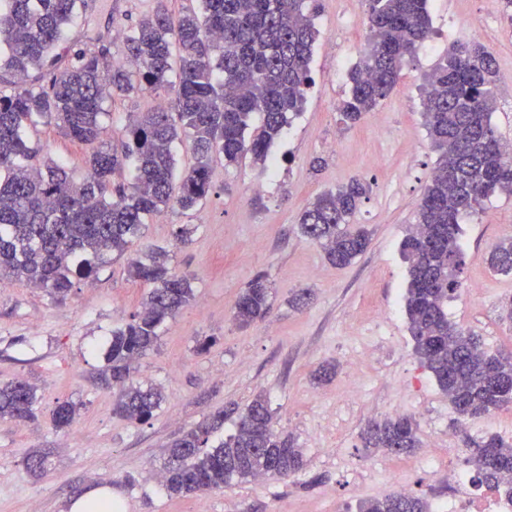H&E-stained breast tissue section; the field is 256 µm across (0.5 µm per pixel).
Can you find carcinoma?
<instances>
[{
	"label": "carcinoma",
	"instance_id": "carcinoma-1",
	"mask_svg": "<svg viewBox=\"0 0 512 512\" xmlns=\"http://www.w3.org/2000/svg\"><path fill=\"white\" fill-rule=\"evenodd\" d=\"M200 11L173 16L164 0L126 31L121 47L129 64H110V46L72 50L71 25L87 0H0V280L25 282L56 299L75 280L99 270L104 256H127V273L153 285L141 310L112 330L105 372L118 387L116 411L146 421L160 407V388L133 382L134 363L159 338L162 324L194 299L188 276L168 267L161 247L138 245L141 226L178 208L190 210L211 190V166L249 156L265 171L268 150L305 101L313 79L309 63L319 35L306 0H199ZM368 47L348 73L350 95L338 105L343 120L374 111L399 81L402 69L431 34L428 0H366ZM180 66L170 62L172 44ZM497 69L478 43L448 45L432 71L422 117L436 165L417 207L412 231L401 243L407 263L405 313L414 355L432 373L457 414L474 417L512 405V352L486 355L478 338L448 319V301L461 288L465 265L460 220L482 210L499 193L512 196V147L492 124ZM172 92L174 105L135 112L120 147L104 141L105 102L115 92ZM262 117L252 130L253 114ZM55 124L90 147L77 179L64 163L29 146L25 129L37 120ZM191 142L195 165L175 182L173 143ZM134 181L112 184L124 161ZM370 184L353 178L318 195L303 211V236L320 245L328 261L350 265L367 249L365 229H348ZM489 266L512 275V239L497 243ZM270 284L256 277L239 295L233 320L246 328L270 309ZM36 389L16 380L0 383V418L25 423L35 417ZM235 409L220 410L182 432L168 449L162 476L167 494L187 496L237 480L289 478L304 467L303 449L274 429L266 397L256 395L238 413L236 430L210 449L212 434ZM76 406L54 411L68 426ZM367 448L407 455L418 448L415 424L405 416L368 423ZM475 481L512 494V443L489 435L470 449ZM358 512H431L422 496L395 493L364 500Z\"/></svg>",
	"mask_w": 512,
	"mask_h": 512
}]
</instances>
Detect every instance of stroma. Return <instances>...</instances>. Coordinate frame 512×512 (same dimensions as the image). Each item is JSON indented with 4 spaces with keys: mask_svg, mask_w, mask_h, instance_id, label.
Masks as SVG:
<instances>
[{
    "mask_svg": "<svg viewBox=\"0 0 512 512\" xmlns=\"http://www.w3.org/2000/svg\"><path fill=\"white\" fill-rule=\"evenodd\" d=\"M155 0H92L77 18L78 33L128 28ZM484 0H428L432 33L410 58L399 82L359 123L338 111L349 91L348 71L370 36L364 0H307L320 35L311 59L313 83L301 112L269 149L271 169L251 158L212 165V189L192 211L171 210L143 228L142 244L169 253L172 271L192 275L195 299L163 325L155 346L136 364L134 382L162 389L153 417L133 421L114 413L116 389L103 372L113 328L140 310L148 291L132 280L126 257L108 255L91 281H78L65 300L12 281L0 288V383L26 380L36 388L35 421L0 419V512H70L76 497L108 486L120 512H357L361 500L394 493L390 472H406L412 494L443 512L453 493L447 449L469 448L495 433L512 442V405L459 417L414 354L404 307L407 265L400 244L437 154L421 111L427 77L449 43L469 41L470 22ZM481 39L498 67L492 123L512 142V23L485 18ZM151 92L113 95L106 108L108 137L117 140L130 113L155 105ZM42 155L84 174L88 147L42 122L30 131ZM360 177L370 192L351 220L370 232L367 251L344 268L302 235L298 220L320 193ZM191 230L178 244L179 227ZM466 256L462 286L448 316L475 332L491 355L512 351V276L485 262L492 247L512 237V197L492 196L482 212L463 217ZM271 286L269 316L247 328L232 320L240 293L257 275ZM311 298L294 308L301 290ZM209 341L206 352L198 345ZM369 353L357 365L361 353ZM333 365L325 382L316 371ZM263 394L276 430L290 433L306 466L293 478L236 482L203 495L171 497L161 486L166 448L183 430L229 406ZM76 404L67 429L55 408ZM404 415L419 439L409 455L365 447L369 421ZM441 447L431 464L429 448ZM42 472L27 469L34 452Z\"/></svg>",
    "mask_w": 512,
    "mask_h": 512,
    "instance_id": "1",
    "label": "stroma"
}]
</instances>
